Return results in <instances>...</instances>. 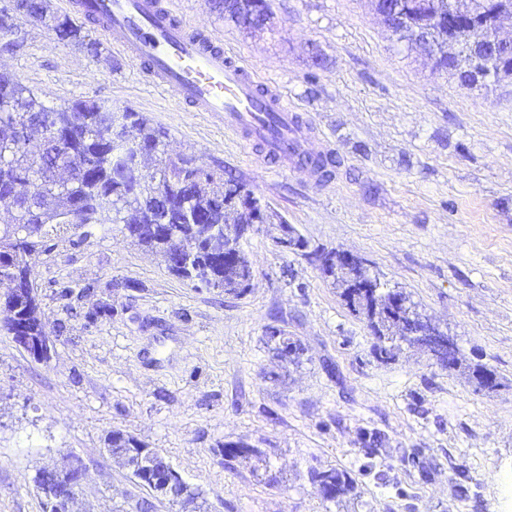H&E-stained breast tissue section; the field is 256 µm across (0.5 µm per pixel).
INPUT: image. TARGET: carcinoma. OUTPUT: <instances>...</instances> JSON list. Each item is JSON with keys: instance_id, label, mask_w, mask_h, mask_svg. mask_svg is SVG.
Segmentation results:
<instances>
[{"instance_id": "carcinoma-1", "label": "carcinoma", "mask_w": 512, "mask_h": 512, "mask_svg": "<svg viewBox=\"0 0 512 512\" xmlns=\"http://www.w3.org/2000/svg\"><path fill=\"white\" fill-rule=\"evenodd\" d=\"M463 8L468 0H437L442 10L441 23L432 28L431 38L440 51L445 67L454 64L467 47L473 32L467 25L448 28V2ZM269 10L267 0H233L231 15L226 20L260 17ZM47 0H11L0 11V31H12L7 23L11 16L30 17L46 21ZM51 27L57 38L65 43L82 46L91 56L100 52L101 44L89 37L83 27L67 17H53ZM485 80H512V49L503 54L500 64L488 68ZM19 121L29 123L31 136L55 123L64 129V137L50 142L42 152L33 155L14 146V126ZM114 121L129 126L134 139L146 150L161 151L166 131L154 125L140 112L112 106L96 99H77L59 106H48L41 95L20 82L14 75L0 70V207H8L9 186H19L35 195L39 206L26 208L15 217V223L0 227V268L11 271L16 279L34 274L39 242L51 230L69 226L75 229L87 224H122L128 236L139 244L160 254L169 262L170 234L181 237L195 250L183 258L175 273L207 287L221 288L226 294L241 295L255 270L248 254L235 247L232 261H224V244L236 242L225 230L237 223L232 208L241 196L251 189L235 178L224 180L223 190L214 191L211 185L217 174L197 164L192 156H183L162 163L155 175L132 177L123 163H112V155L123 150L106 139V128ZM321 178L332 176L339 161L331 156H312L303 159ZM325 276L341 288L348 308L367 320L379 341L378 354L393 357L395 342L408 336L419 339L423 325L416 319L414 302L396 306L390 295L363 287L370 281L363 264L346 266L341 261L323 268ZM268 342L281 358L298 353V346L286 336L271 332ZM480 388L498 385L496 375L482 368L472 371ZM320 496L327 502L347 495L353 489L348 476L337 469L317 472L312 476Z\"/></svg>"}]
</instances>
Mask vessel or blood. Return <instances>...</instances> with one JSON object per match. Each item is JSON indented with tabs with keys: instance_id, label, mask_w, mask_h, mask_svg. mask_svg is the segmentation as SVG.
<instances>
[{
	"instance_id": "1",
	"label": "vessel or blood",
	"mask_w": 512,
	"mask_h": 512,
	"mask_svg": "<svg viewBox=\"0 0 512 512\" xmlns=\"http://www.w3.org/2000/svg\"><path fill=\"white\" fill-rule=\"evenodd\" d=\"M75 14L103 18L102 31L112 45L189 111L213 114L235 135L247 128L268 136V153L281 162L291 164L307 154V135L284 99L266 92L218 38L176 21L159 0H79Z\"/></svg>"
}]
</instances>
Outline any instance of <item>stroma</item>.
<instances>
[{"label": "stroma", "mask_w": 512, "mask_h": 512, "mask_svg": "<svg viewBox=\"0 0 512 512\" xmlns=\"http://www.w3.org/2000/svg\"><path fill=\"white\" fill-rule=\"evenodd\" d=\"M284 95L337 156L332 179L282 168L209 113L186 112L103 40L99 56L47 24L0 33V65L54 104L97 98L168 133L163 157L246 183L305 240L241 239L255 279L240 296L171 273L120 224L54 231L34 288L50 337L35 360L0 329V512H43L33 477L80 457L84 512H176L105 451L115 432L158 449L207 512H505L512 490V83L469 89L397 43L370 0H270L273 28L225 22L207 0H168ZM363 258L452 337L461 368L400 342L380 359L367 322L318 258ZM278 330L300 345L283 361ZM493 370L478 389L470 367ZM257 449L229 459L226 446ZM353 495L324 501L313 472ZM312 481L320 496L327 502H334L354 489L348 476L337 469L317 472L312 476Z\"/></svg>", "instance_id": "1"}]
</instances>
